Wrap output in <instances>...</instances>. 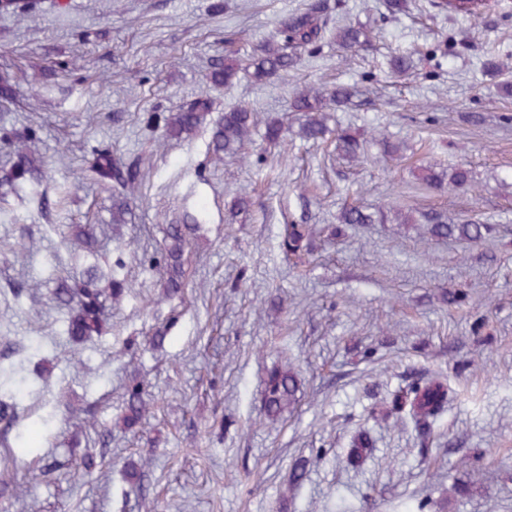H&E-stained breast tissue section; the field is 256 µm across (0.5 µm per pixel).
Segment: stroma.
Listing matches in <instances>:
<instances>
[{"instance_id": "stroma-1", "label": "stroma", "mask_w": 512, "mask_h": 512, "mask_svg": "<svg viewBox=\"0 0 512 512\" xmlns=\"http://www.w3.org/2000/svg\"><path fill=\"white\" fill-rule=\"evenodd\" d=\"M309 0H42L38 21L0 16V164L3 140L32 128L48 157L51 184L71 189L66 207L10 197L13 224L0 223V285L78 272L71 224H92L101 265L123 260L132 294L109 311L111 329L69 344L50 302L0 305V335L41 338L45 380L24 399L22 447L0 470V512H404L430 497L432 512H512V0H494L476 21L410 0L387 16L385 0H326L329 19L362 24L370 46L346 51L328 41L303 54L301 70L231 87L210 84L211 59L246 52L275 34ZM447 44V55L435 54ZM408 56L393 74L391 56ZM501 64L500 73L484 68ZM352 88L346 108L327 105L329 126L359 137L358 159L299 138L293 93ZM207 93L214 115L245 106L282 119L277 146L253 139L243 158L214 165L208 131L149 142L140 118ZM399 143L383 155L373 131ZM141 156L150 177L129 224L111 220L112 193L84 178L92 149ZM470 181L435 188L420 178L458 164ZM244 196L247 209H237ZM410 214L411 223L343 224L342 209ZM199 214L188 252L184 299L163 300L150 259L163 227ZM451 224L476 217L496 225L490 239L432 238L426 217ZM310 225L313 250L293 264L279 248L284 225ZM283 308L265 309L270 288ZM464 293L452 304L444 294ZM482 330H475L477 319ZM171 322L164 347L131 350L153 325ZM373 351L365 359L364 351ZM275 365L300 370V402L283 420L261 413L263 380ZM435 373L457 396L430 439L395 427L378 410L387 392ZM143 383L156 402L137 434L98 433L122 412L124 387ZM57 416L51 428L42 419ZM365 430L371 450L351 459ZM79 436L104 453L83 475L68 443ZM143 464L132 490L127 463ZM309 477L288 484L298 463Z\"/></svg>"}]
</instances>
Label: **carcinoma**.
Masks as SVG:
<instances>
[{
  "label": "carcinoma",
  "instance_id": "obj_1",
  "mask_svg": "<svg viewBox=\"0 0 512 512\" xmlns=\"http://www.w3.org/2000/svg\"><path fill=\"white\" fill-rule=\"evenodd\" d=\"M435 7L455 18L472 20L482 15L485 4L481 0H433ZM38 11L37 3L28 0H0V14H22L33 16ZM327 32L326 4L324 0L312 3L299 12L289 15L272 38L254 48L246 58L224 56L212 66L210 81L216 86H231L238 74L246 72L254 81L263 82L274 76H285L296 70L301 61L297 50L310 51L321 44ZM332 38L343 49L361 48L372 40V32L362 26L336 22ZM338 106L350 104L349 89L343 85L334 87L323 95L309 90L295 93L291 101L292 111L301 115L299 135L307 141L319 143L330 135L321 111L326 102ZM213 111V101L201 94L168 113L150 112L145 118L149 130H160L167 138H188L206 126L210 131L208 144L212 160L221 164L226 159L237 157L258 130L256 113L232 107L224 111L217 120L207 121ZM287 128L278 119L264 124L262 138L269 144L283 141ZM11 149V165L0 171V199L10 193L24 192L31 199L43 201L47 191L45 157L36 155L32 147L33 135L29 128L12 131L8 135ZM336 150L343 156L356 159L360 141L348 131L336 134ZM86 176L96 183L112 189V223L127 224L132 220L131 201L141 192L148 173L142 168L140 157L126 160L112 158V152L97 150L86 159ZM471 171L459 165L451 174L444 176L430 168L422 169V179L438 184L448 180L451 184L469 181ZM374 214L361 206H349L342 210L341 224H371ZM73 237L89 256L99 252V239L91 224H73ZM199 224L195 217L185 216L181 222L168 224L164 229V245L160 252L162 267L160 288L165 299L180 298L187 287L186 249L195 236ZM492 231L489 224L467 220L460 224H449L439 218L431 219L430 234L437 239H457L466 242L484 240ZM311 231L307 224H286L281 234L280 248L290 259L302 258L309 253ZM121 260H116L109 270L98 263L86 265L77 278L54 279L50 299L57 308L66 311L63 334L71 343H82L94 336L103 335L108 328L106 309L117 303L131 291V284L120 274ZM41 283L35 281L8 282L0 288L3 301L13 300L16 305L28 300L36 303ZM172 323L166 322L153 328L146 345L152 349L163 347ZM301 380L292 368L274 366L266 373L262 390V412L271 421L279 420L298 402ZM25 389L13 377L0 381V447L11 448L21 436L10 438L21 418V402ZM453 389L448 377L435 374L421 378L392 394L391 413L398 421H409L421 434H429L433 425L446 411ZM151 399L143 384L137 380L129 382L123 394V412L116 426L129 432L142 424L150 410Z\"/></svg>",
  "mask_w": 512,
  "mask_h": 512
}]
</instances>
